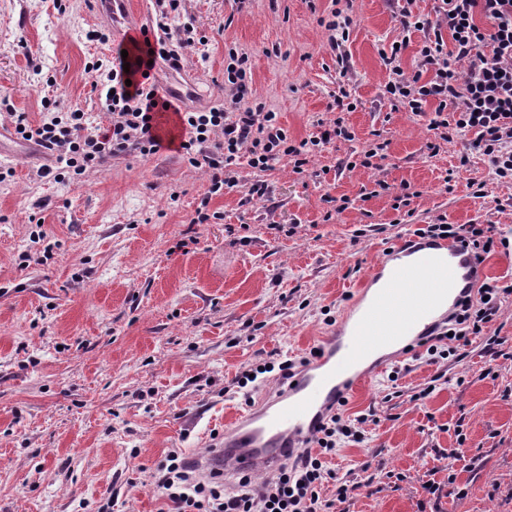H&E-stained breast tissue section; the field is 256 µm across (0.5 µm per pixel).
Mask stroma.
<instances>
[{
  "label": "stroma",
  "instance_id": "stroma-1",
  "mask_svg": "<svg viewBox=\"0 0 512 512\" xmlns=\"http://www.w3.org/2000/svg\"><path fill=\"white\" fill-rule=\"evenodd\" d=\"M331 0H184L171 30L193 24L208 42L181 72L157 64L161 94L205 109L224 97L229 48L247 53L258 101L290 137L320 135L347 91L354 140L319 146L304 174L289 160L237 169L241 191L209 197L217 217L194 223L208 197L206 171L181 153L115 157L84 178L38 177L47 150L9 136L0 164V512H166L149 475L168 451L205 450L241 404L225 387L248 365L308 354L319 336L353 316L351 293L369 262L416 224H492L508 247L486 257L488 279L512 281V182L468 154V138L431 150L427 116L383 95L381 58L408 38L413 70L421 32L403 35L389 0H353L337 64L320 22ZM108 33L105 42L89 40ZM124 25L100 18L96 0H0V123L41 119L57 95L104 126L108 114L87 63L114 56ZM54 87H46V78ZM376 166L357 160L377 143ZM467 166H460L461 156ZM271 189L246 202L255 180ZM386 190H379L378 182ZM415 196L395 210L402 185ZM346 198L333 218L331 200ZM290 224L291 235L271 225ZM492 336L502 345L489 344ZM461 357L430 359L419 347L349 398L362 442L329 457L351 494L346 512H512V296ZM463 456L447 464L448 449ZM434 482L453 494L429 495Z\"/></svg>",
  "mask_w": 512,
  "mask_h": 512
}]
</instances>
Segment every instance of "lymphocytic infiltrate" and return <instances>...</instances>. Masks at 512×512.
Listing matches in <instances>:
<instances>
[{"mask_svg": "<svg viewBox=\"0 0 512 512\" xmlns=\"http://www.w3.org/2000/svg\"><path fill=\"white\" fill-rule=\"evenodd\" d=\"M182 0H156L159 20L153 32V58L180 69L184 53L205 44L192 24L171 31L167 21L179 15ZM403 32H422L424 40L413 71L400 63L399 48H391L385 62L392 72L384 94L394 105L414 115L433 108L428 127L441 141L456 133H471L470 147L486 157L496 176L512 180V0H440L433 14H412L402 8ZM224 72V103L205 111L188 108L179 112L180 149L188 164L210 175L209 196L195 211V223H208V199L238 188L234 167L239 162L266 171L281 159L303 173L320 138L295 141L281 126L279 115L265 103L252 100L249 57L229 50ZM122 56L92 62L96 84L105 93L107 126L89 122L77 109L61 110L58 100L42 102L43 118L31 123L26 113H12L17 137H31L50 151L56 169L43 176L59 182L83 177L107 159L127 155L157 154L162 141L153 117L158 110V87L150 72L126 86ZM421 239H452L484 261L495 247L490 224H427L414 231ZM512 287L482 283L477 297L459 301L448 324L437 327L422 340L429 355L447 358L452 342L480 335L499 313L502 295ZM361 442L360 431L344 423L341 414L330 415L319 427L311 449L283 463L262 482L242 483L229 491L223 485L191 476L181 454L172 450L150 478L173 504L175 512H336L347 500L346 487H338L335 499L321 501L318 488L330 478L326 456L335 454L342 439Z\"/></svg>", "mask_w": 512, "mask_h": 512, "instance_id": "1", "label": "lymphocytic infiltrate"}]
</instances>
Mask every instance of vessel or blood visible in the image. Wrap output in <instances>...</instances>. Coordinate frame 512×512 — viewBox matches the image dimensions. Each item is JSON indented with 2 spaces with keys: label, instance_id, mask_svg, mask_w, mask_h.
I'll use <instances>...</instances> for the list:
<instances>
[{
  "label": "vessel or blood",
  "instance_id": "b4317fda",
  "mask_svg": "<svg viewBox=\"0 0 512 512\" xmlns=\"http://www.w3.org/2000/svg\"><path fill=\"white\" fill-rule=\"evenodd\" d=\"M424 251L442 258L427 275L406 262ZM485 277L483 265L450 239H414L391 248L368 266L358 290L366 301L359 319L324 336L317 354L279 380L264 407L225 422L223 437L204 454L190 456L189 464L219 482L272 473L281 459L308 448L325 416L367 378L356 366L360 358L401 339L440 293L476 295Z\"/></svg>",
  "mask_w": 512,
  "mask_h": 512
}]
</instances>
